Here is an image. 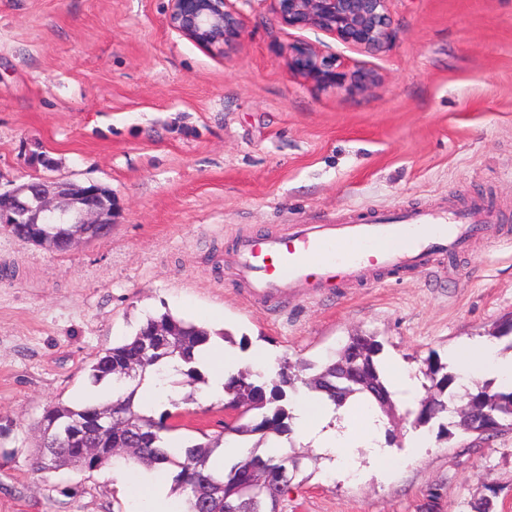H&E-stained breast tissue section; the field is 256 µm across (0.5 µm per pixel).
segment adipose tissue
<instances>
[{
  "label": "adipose tissue",
  "mask_w": 512,
  "mask_h": 512,
  "mask_svg": "<svg viewBox=\"0 0 512 512\" xmlns=\"http://www.w3.org/2000/svg\"><path fill=\"white\" fill-rule=\"evenodd\" d=\"M194 358L196 367L207 373L209 392L214 396L223 393L228 373L249 361L210 344L197 349ZM448 360L461 374L463 385H471L474 379L487 375L495 378L500 386L512 388V357L501 356L495 342L450 349ZM292 414L296 433L304 443L335 462L354 460L355 449H364L366 471L382 478L398 462L385 445V424L374 411H357L349 402L338 406L325 397L305 392L293 405ZM138 486L146 512H175L168 470L155 468L143 472Z\"/></svg>",
  "instance_id": "ef3b65f1"
}]
</instances>
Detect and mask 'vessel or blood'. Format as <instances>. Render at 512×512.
Returning a JSON list of instances; mask_svg holds the SVG:
<instances>
[{"label": "vessel or blood", "mask_w": 512, "mask_h": 512, "mask_svg": "<svg viewBox=\"0 0 512 512\" xmlns=\"http://www.w3.org/2000/svg\"><path fill=\"white\" fill-rule=\"evenodd\" d=\"M488 224L479 208L445 215L425 209L381 213L365 222L292 224L242 236L226 263L252 299L287 302L307 288H331L371 271H427L464 250Z\"/></svg>", "instance_id": "1"}]
</instances>
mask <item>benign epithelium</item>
<instances>
[{"mask_svg":"<svg viewBox=\"0 0 512 512\" xmlns=\"http://www.w3.org/2000/svg\"><path fill=\"white\" fill-rule=\"evenodd\" d=\"M277 21L289 28L322 31L344 45L372 49L392 36L389 0H267ZM171 29L214 53L241 39L242 16L230 0H170ZM288 69L318 85L339 86L350 80L362 87L377 81L361 70L350 77L336 71L334 60L305 42L285 49ZM112 223V194L94 182L42 178L0 192V224Z\"/></svg>","mask_w":512,"mask_h":512,"instance_id":"benign-epithelium-1","label":"benign epithelium"}]
</instances>
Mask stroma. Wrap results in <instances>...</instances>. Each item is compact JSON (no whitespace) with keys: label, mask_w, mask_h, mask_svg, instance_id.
Returning a JSON list of instances; mask_svg holds the SVG:
<instances>
[{"label":"stroma","mask_w":512,"mask_h":512,"mask_svg":"<svg viewBox=\"0 0 512 512\" xmlns=\"http://www.w3.org/2000/svg\"><path fill=\"white\" fill-rule=\"evenodd\" d=\"M243 37L211 54L173 31L168 0H0V191L44 176L112 191V229L57 252L0 228V512H132L119 467L37 473L44 408L92 390L106 346L168 312L233 350L322 366L351 336L425 383L429 356L512 319V0H390L393 39L348 47L234 0ZM303 41L376 85L322 87L288 69ZM490 217L425 276L373 273L331 293L252 301L224 265L239 236L379 211ZM181 437L223 430L224 401L181 384L155 409ZM387 479L325 476L303 459L280 512H512V429L437 423Z\"/></svg>","instance_id":"35a3bbf8"}]
</instances>
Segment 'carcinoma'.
<instances>
[{"label":"carcinoma","instance_id":"obj_1","mask_svg":"<svg viewBox=\"0 0 512 512\" xmlns=\"http://www.w3.org/2000/svg\"><path fill=\"white\" fill-rule=\"evenodd\" d=\"M9 232L34 243L42 236L50 237L58 251L67 250L74 241L106 235L101 224H12ZM210 338L207 328L164 313L148 317L133 336L97 352L89 379L93 386L103 387L107 399L47 408L37 422L42 442L31 459L32 469L47 473L71 467L90 472L108 462L150 468L173 465L178 468L175 487L183 495L181 512H278L300 467L301 457L296 453L264 456L255 445L227 472L216 476L208 470L207 460L218 447L220 436L203 433L188 441L181 459L176 460L159 446L161 435L173 430V425L167 423L169 415L156 419L135 409L136 389L150 368L163 381L167 379V364L178 358L183 362L177 369L180 376L192 382L204 379L193 366V352ZM380 351L381 344L374 337L353 336L334 360L312 375L306 374L311 365L302 363L294 370L285 359L277 373L279 383L269 391L263 373L248 366L237 370L224 382V405L235 409L237 418L224 424L223 435L245 440L258 434L263 440L272 434H290V412L280 404L285 397L282 386L292 387L297 382L337 405L352 396L364 395L389 413L391 393L374 362ZM441 369L438 361L428 360L425 376L431 385L425 387L426 397L416 415L419 424L448 413V389L459 374L447 372L439 378ZM484 412L494 413L501 426H512V390L478 387L471 393L457 426L475 432V420ZM106 417L112 419L110 433L96 428V423Z\"/></svg>","mask_w":512,"mask_h":512}]
</instances>
